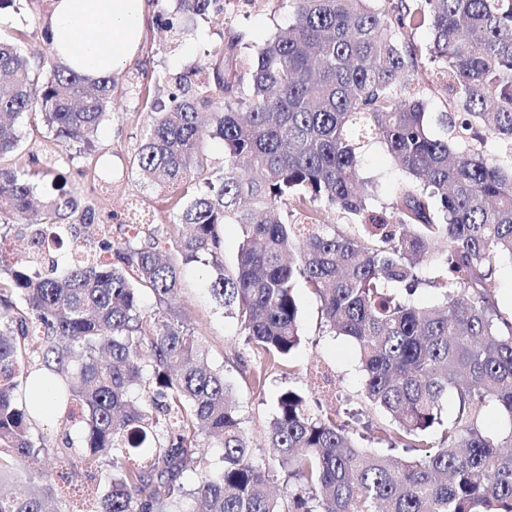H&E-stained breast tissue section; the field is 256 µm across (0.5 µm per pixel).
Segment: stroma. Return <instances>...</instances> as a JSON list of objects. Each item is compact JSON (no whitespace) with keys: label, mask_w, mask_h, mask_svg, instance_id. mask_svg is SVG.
<instances>
[{"label":"stroma","mask_w":512,"mask_h":512,"mask_svg":"<svg viewBox=\"0 0 512 512\" xmlns=\"http://www.w3.org/2000/svg\"><path fill=\"white\" fill-rule=\"evenodd\" d=\"M47 20V15L34 12L26 4L17 10L0 12V38L9 40L21 33L30 48H41ZM290 20L291 14L280 0H231L226 14L191 21L190 35L173 51L166 49L163 32L154 26L146 28L141 57L148 61L154 75L166 78L213 55L223 43L222 32L234 30L243 34L246 44L257 47ZM144 107V97L126 93L121 86L116 88L95 143L100 151L111 153L114 161L123 164L125 172L114 184L111 195L97 199L96 204L102 212L118 213L122 210V200L139 201L144 210L152 213L154 222L164 225L170 236L177 239L186 229L175 223L171 203L157 189L141 182L131 169L134 149L144 129ZM362 170L365 175L379 178L387 198L398 192L404 182L403 175L378 144L365 150ZM297 300L302 343L289 361L268 369L265 385L260 388L254 383L250 368L262 362L263 357L246 344L236 321L212 302L204 287L203 269L186 274L177 297L178 306L208 347L209 364L223 367L227 380L241 397L244 425L259 457L272 453L265 432L275 399L286 387L305 389L322 411L339 413L342 420L356 427L378 416L377 411L366 405L362 395V373L355 343L343 336L323 334L320 304L305 285H298Z\"/></svg>","instance_id":"35a3bbf8"}]
</instances>
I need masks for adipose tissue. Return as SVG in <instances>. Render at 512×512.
Instances as JSON below:
<instances>
[{"label":"adipose tissue","mask_w":512,"mask_h":512,"mask_svg":"<svg viewBox=\"0 0 512 512\" xmlns=\"http://www.w3.org/2000/svg\"><path fill=\"white\" fill-rule=\"evenodd\" d=\"M147 10V0H56L51 47L89 79L115 72L138 57Z\"/></svg>","instance_id":"1"}]
</instances>
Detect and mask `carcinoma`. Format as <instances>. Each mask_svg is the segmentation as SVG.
Returning <instances> with one entry per match:
<instances>
[{
	"label": "carcinoma",
	"instance_id": "cac0c4a2",
	"mask_svg": "<svg viewBox=\"0 0 512 512\" xmlns=\"http://www.w3.org/2000/svg\"><path fill=\"white\" fill-rule=\"evenodd\" d=\"M288 6L291 22L254 52L230 31L213 58L171 77L168 101L150 103L134 163L149 185L183 190L173 217L189 233L174 255L158 225L112 239L115 215L83 190L88 179L101 195L121 176L106 153L25 223L34 178L94 141L118 78L87 80L46 33L41 51L0 39V160L18 148L23 114L41 113L51 134L29 164H0V242L22 234L32 249L0 261V481L19 461L59 462L27 494L0 492V512H512V314L490 288L495 263L512 259V0ZM177 13L221 15L224 0H178ZM155 23L182 42L179 18L160 11ZM419 27L423 66L404 39ZM421 69L451 111H427ZM204 125L224 145L217 176ZM368 140L407 178L381 215L378 185L361 173ZM336 211L352 231L326 220ZM226 224L242 231L230 271ZM422 261L446 273L423 278ZM198 262L212 300L272 365L301 343L305 283L327 331L358 346L362 393L388 418L371 432L412 455L359 447L289 386L267 427L274 456L256 458L224 368L208 365L176 306ZM422 289L442 302L409 304ZM45 385L69 425L56 445L27 399ZM490 412L508 429L486 425ZM276 471L283 497L264 490Z\"/></svg>",
	"mask_w": 512,
	"mask_h": 512
}]
</instances>
